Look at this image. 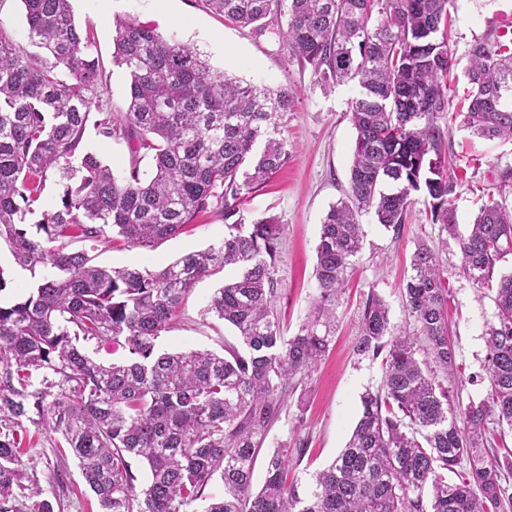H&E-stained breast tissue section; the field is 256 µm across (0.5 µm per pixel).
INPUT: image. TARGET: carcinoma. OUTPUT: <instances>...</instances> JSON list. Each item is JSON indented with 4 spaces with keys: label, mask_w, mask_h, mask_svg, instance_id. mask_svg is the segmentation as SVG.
I'll use <instances>...</instances> for the list:
<instances>
[{
    "label": "carcinoma",
    "mask_w": 512,
    "mask_h": 512,
    "mask_svg": "<svg viewBox=\"0 0 512 512\" xmlns=\"http://www.w3.org/2000/svg\"><path fill=\"white\" fill-rule=\"evenodd\" d=\"M29 38L50 59L27 53L0 31V241L17 265L42 274L30 290L0 299V512H55L23 457L25 423L73 456L99 512H195L215 479L224 493L205 512H507L512 453V209L491 199L458 239L464 273L496 287V321L486 332V398L462 404L454 388L455 345L435 251L411 259L404 294L419 335L398 334L386 301L373 293L361 315L357 351L381 359L382 385L361 397V415L340 453L300 487L288 482L279 448L254 490L255 458L288 393L325 356L336 297L361 249L359 217L401 234L413 195L430 222L455 235L454 181L445 133L448 37L453 0H202L205 8L263 33L274 23L289 59L324 83L354 81L356 131L346 199L330 206L316 246L318 297L298 333L284 337L274 310L273 217H237L246 196L288 160L280 120L290 88L259 86L211 69L198 48L169 41L132 17L115 22L113 62L130 78L124 112H99L106 139L152 157L150 180L132 164L117 175L82 151L91 106L103 85L94 34L77 26L70 0H22ZM472 85L462 123L487 139L512 138V37L474 40ZM63 191L44 207L47 181ZM218 210L224 240L158 272L93 263L67 250L79 239L116 235L149 248L202 212ZM232 267L207 311L237 331L225 355L161 352L195 283ZM124 338L129 355L109 365L84 343ZM427 355L419 359V354ZM444 374L437 380L429 363ZM149 470L142 489L132 461ZM456 480H448V474Z\"/></svg>",
    "instance_id": "1"
}]
</instances>
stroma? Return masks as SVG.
<instances>
[{"mask_svg":"<svg viewBox=\"0 0 512 512\" xmlns=\"http://www.w3.org/2000/svg\"><path fill=\"white\" fill-rule=\"evenodd\" d=\"M71 6L76 23L93 29V53L106 70L103 92L92 112H121L127 106L129 78L112 62L113 22L119 16L136 18L164 39L196 46L214 70L252 84L294 89L293 109L281 120L288 161L263 188L251 194L242 215L248 222L272 216L280 226L274 261L275 309L283 334L295 335L318 295L314 269L323 217L331 204L345 199L348 191L356 138L349 116L357 92L355 83L322 82L312 66L289 60L275 33L252 34L208 12L200 0H71ZM450 14L457 65L449 94L458 104L471 90L465 76L470 44L512 19V0H455ZM438 123L449 130L448 159L457 180L454 207L458 232L464 235L488 198L512 207V141L477 137L445 115ZM84 148L118 174L126 172L132 160L126 140L103 138L91 125L84 134ZM425 211L423 200H416L398 237L375 224L372 214H362L363 245L348 273L346 290L336 300L330 350L289 398L287 408L270 429L256 459L255 485H262L266 462L275 448L305 443L300 465L289 469L290 476L303 483L344 448L362 412V395L376 390L383 377L380 361L353 351L363 303L368 294H380L389 305L395 331H413L414 323L403 301V285L418 243H428L439 251L441 275L448 290L459 398L465 403L484 398L488 387L483 380L485 329L495 319V292L477 287L463 273L457 241L448 239L439 225L429 223ZM225 231L223 214L213 211L152 248L107 241H86L82 247L101 266L155 271L188 252L222 241ZM223 281L219 272L194 285L182 305L178 324L161 337L162 349L220 352L225 342L234 341V330L206 311L210 297ZM29 457L27 472L41 484L50 467L65 464L70 491L64 497V512H97L95 500L81 493L77 461L71 457L59 460L49 436L33 435Z\"/></svg>","mask_w":512,"mask_h":512,"instance_id":"1","label":"stroma"}]
</instances>
